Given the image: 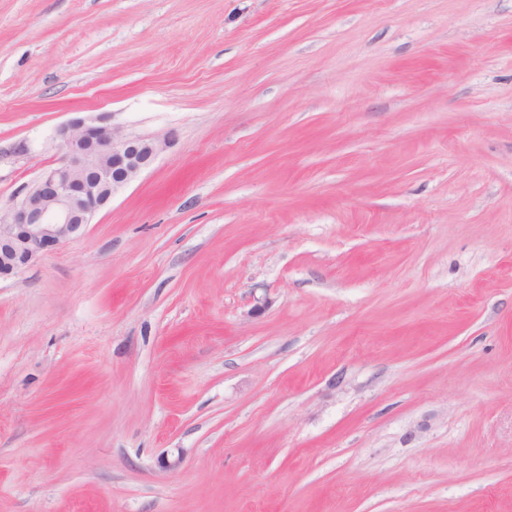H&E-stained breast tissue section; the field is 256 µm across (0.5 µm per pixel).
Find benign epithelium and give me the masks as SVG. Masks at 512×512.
I'll return each instance as SVG.
<instances>
[{"mask_svg":"<svg viewBox=\"0 0 512 512\" xmlns=\"http://www.w3.org/2000/svg\"><path fill=\"white\" fill-rule=\"evenodd\" d=\"M65 154L41 170L20 200L0 209V279L50 246L80 235L114 195L149 168L171 136H133L110 116L74 118L57 129Z\"/></svg>","mask_w":512,"mask_h":512,"instance_id":"obj_1","label":"benign epithelium"}]
</instances>
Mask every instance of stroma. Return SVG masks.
<instances>
[{
    "mask_svg": "<svg viewBox=\"0 0 512 512\" xmlns=\"http://www.w3.org/2000/svg\"><path fill=\"white\" fill-rule=\"evenodd\" d=\"M102 113L173 139L0 281V512H512V0H0V208Z\"/></svg>",
    "mask_w": 512,
    "mask_h": 512,
    "instance_id": "obj_1",
    "label": "stroma"
}]
</instances>
